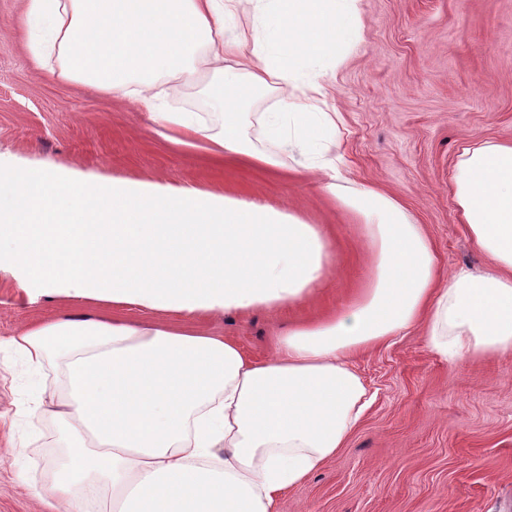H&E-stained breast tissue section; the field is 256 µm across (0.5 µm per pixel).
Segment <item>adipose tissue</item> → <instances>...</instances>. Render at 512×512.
<instances>
[{
  "instance_id": "adipose-tissue-1",
  "label": "adipose tissue",
  "mask_w": 512,
  "mask_h": 512,
  "mask_svg": "<svg viewBox=\"0 0 512 512\" xmlns=\"http://www.w3.org/2000/svg\"><path fill=\"white\" fill-rule=\"evenodd\" d=\"M27 0L32 46L50 76L131 97L167 140L281 167L298 157L358 224L371 272L351 303L299 320L257 360L234 341L165 323L66 315L4 341L53 381L20 406L56 420L64 462L46 491L56 512H277L283 495L344 448L369 405L351 358L409 329L448 361L512 353V143L463 148L452 176L458 219L490 260L442 276L422 225L374 188L342 192L340 135L324 78L361 34L359 0ZM204 71L219 128L159 112L161 77ZM269 88L274 108L248 137L241 105ZM0 271L113 306L190 320L300 307L334 266L322 225L191 187L123 181L0 159Z\"/></svg>"
}]
</instances>
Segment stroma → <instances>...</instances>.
I'll return each mask as SVG.
<instances>
[{"label":"stroma","mask_w":512,"mask_h":512,"mask_svg":"<svg viewBox=\"0 0 512 512\" xmlns=\"http://www.w3.org/2000/svg\"><path fill=\"white\" fill-rule=\"evenodd\" d=\"M26 0H0V154L27 166L195 187L282 208L327 225L333 278L312 310L349 303L370 275L361 231L319 188L318 173L219 162L164 139L145 109L38 70L27 50ZM362 29L330 72L329 103L344 126L345 190L373 185L424 226L452 274L482 268L456 217L450 177L462 147L512 142V0H360ZM163 105L212 126L200 76L171 79ZM108 316L112 304L48 289L30 297L0 272V337L57 315ZM295 311L206 314L194 326L262 359ZM374 395L346 448L288 491L279 512H512V353L455 363L413 331L355 356ZM41 377L0 350V512H48L44 488L61 460L54 422L17 414ZM28 456L14 457L19 440Z\"/></svg>","instance_id":"35a3bbf8"}]
</instances>
